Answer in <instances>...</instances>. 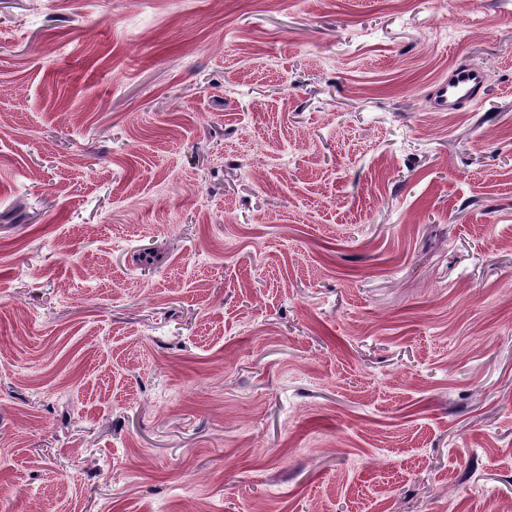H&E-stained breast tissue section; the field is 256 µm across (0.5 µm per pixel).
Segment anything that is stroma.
<instances>
[{
	"instance_id": "stroma-1",
	"label": "stroma",
	"mask_w": 512,
	"mask_h": 512,
	"mask_svg": "<svg viewBox=\"0 0 512 512\" xmlns=\"http://www.w3.org/2000/svg\"><path fill=\"white\" fill-rule=\"evenodd\" d=\"M508 505L512 0H0V512ZM486 78L475 67L460 66L441 81L432 95L433 107L438 111H458L478 101L485 91Z\"/></svg>"
}]
</instances>
